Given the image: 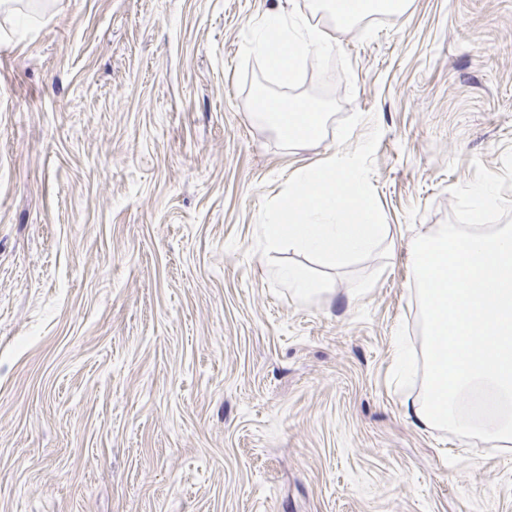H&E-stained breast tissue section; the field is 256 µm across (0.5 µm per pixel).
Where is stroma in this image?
Wrapping results in <instances>:
<instances>
[{"label": "stroma", "instance_id": "obj_1", "mask_svg": "<svg viewBox=\"0 0 512 512\" xmlns=\"http://www.w3.org/2000/svg\"><path fill=\"white\" fill-rule=\"evenodd\" d=\"M308 4L0 16V512H512V448L404 405L423 386L406 245L450 217L473 158L504 171L512 0L333 28L351 140L381 130L389 256L302 307L273 293L257 218L336 133L280 149L236 72L250 24Z\"/></svg>", "mask_w": 512, "mask_h": 512}]
</instances>
